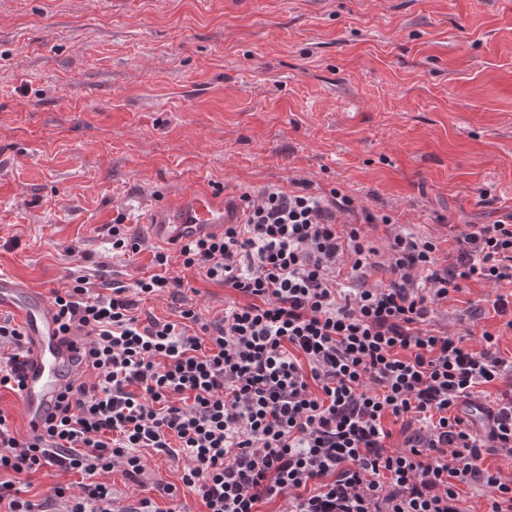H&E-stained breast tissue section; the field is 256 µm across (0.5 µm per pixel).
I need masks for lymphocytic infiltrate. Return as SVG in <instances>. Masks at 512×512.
<instances>
[{
  "label": "lymphocytic infiltrate",
  "mask_w": 512,
  "mask_h": 512,
  "mask_svg": "<svg viewBox=\"0 0 512 512\" xmlns=\"http://www.w3.org/2000/svg\"><path fill=\"white\" fill-rule=\"evenodd\" d=\"M242 200V223L178 249L184 269L243 297L213 320L162 250L134 285L80 276L55 291L60 330L87 336L94 377L67 386L39 434L19 437L0 413V512H44L14 479L48 466L81 476L53 487L62 512H113L103 474L119 462L138 480L146 449L188 459L181 481L204 512H262L280 497L290 512H463L462 483L487 489L489 512H512V480L484 466L486 454H512V358L498 334L427 326L463 282L512 284V224L451 230L446 256L396 233L390 283L365 288L378 251L363 227L389 215L275 184ZM167 291L176 319L139 317L141 301ZM21 344L0 318V389L22 387ZM492 385L481 436L460 410ZM390 417L424 431L390 449Z\"/></svg>",
  "instance_id": "lymphocytic-infiltrate-1"
}]
</instances>
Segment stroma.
Returning <instances> with one entry per match:
<instances>
[{
  "mask_svg": "<svg viewBox=\"0 0 512 512\" xmlns=\"http://www.w3.org/2000/svg\"><path fill=\"white\" fill-rule=\"evenodd\" d=\"M389 214L369 236L447 240L512 215V0H0V273L50 295L71 277L130 285L153 271L146 205L204 185L292 183ZM123 217L144 241L112 252ZM202 320L232 289L173 263ZM512 284L467 283L433 329L512 334L490 302ZM123 503L156 512L175 487L204 505L183 462L146 451Z\"/></svg>",
  "mask_w": 512,
  "mask_h": 512,
  "instance_id": "35a3bbf8",
  "label": "stroma"
}]
</instances>
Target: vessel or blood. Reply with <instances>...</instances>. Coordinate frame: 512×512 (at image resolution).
Instances as JSON below:
<instances>
[{"instance_id": "1", "label": "vessel or blood", "mask_w": 512, "mask_h": 512, "mask_svg": "<svg viewBox=\"0 0 512 512\" xmlns=\"http://www.w3.org/2000/svg\"><path fill=\"white\" fill-rule=\"evenodd\" d=\"M240 210L223 197L202 190L173 202L152 205L147 221L154 238L173 245L196 236L222 232L225 225L241 222ZM11 309L26 336L22 370L21 406L30 431H40L53 413L58 394L84 373L83 336L62 335L49 300L22 287L12 276L0 274V309Z\"/></svg>"}]
</instances>
